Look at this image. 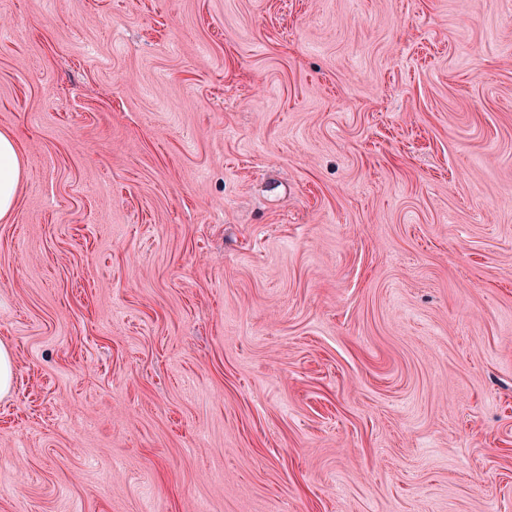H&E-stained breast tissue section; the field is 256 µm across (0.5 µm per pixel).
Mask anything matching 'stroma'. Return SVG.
I'll return each mask as SVG.
<instances>
[{"mask_svg":"<svg viewBox=\"0 0 512 512\" xmlns=\"http://www.w3.org/2000/svg\"><path fill=\"white\" fill-rule=\"evenodd\" d=\"M0 512H512V0H0ZM24 175V156L20 144L8 131H0V220L14 211L18 189Z\"/></svg>","mask_w":512,"mask_h":512,"instance_id":"1","label":"stroma"}]
</instances>
